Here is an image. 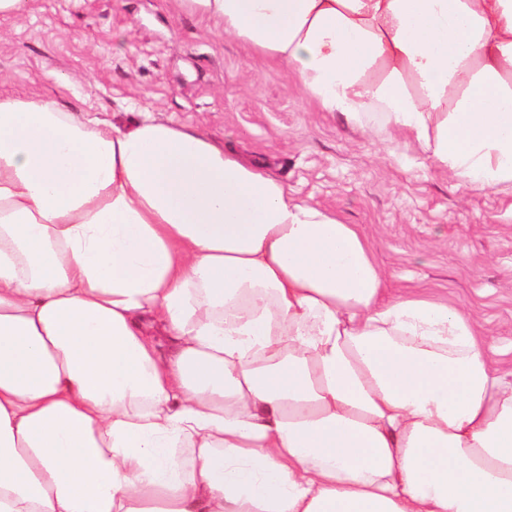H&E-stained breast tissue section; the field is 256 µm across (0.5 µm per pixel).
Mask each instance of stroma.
Wrapping results in <instances>:
<instances>
[{"instance_id":"obj_1","label":"stroma","mask_w":512,"mask_h":512,"mask_svg":"<svg viewBox=\"0 0 512 512\" xmlns=\"http://www.w3.org/2000/svg\"><path fill=\"white\" fill-rule=\"evenodd\" d=\"M169 0H28L0 17V77L119 127L154 117L241 152L291 195L357 225L388 284L464 309L512 367V183L477 191L404 139L318 111L286 67Z\"/></svg>"}]
</instances>
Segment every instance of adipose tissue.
Masks as SVG:
<instances>
[{"label":"adipose tissue","instance_id":"ef3b65f1","mask_svg":"<svg viewBox=\"0 0 512 512\" xmlns=\"http://www.w3.org/2000/svg\"><path fill=\"white\" fill-rule=\"evenodd\" d=\"M170 2L347 126L512 182V0ZM489 344L204 134L0 92V512H512Z\"/></svg>","mask_w":512,"mask_h":512}]
</instances>
